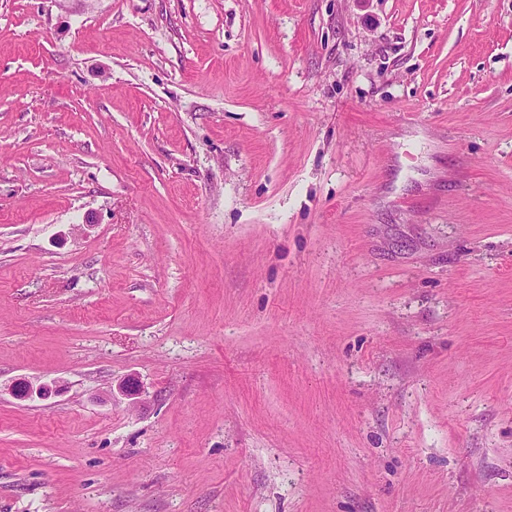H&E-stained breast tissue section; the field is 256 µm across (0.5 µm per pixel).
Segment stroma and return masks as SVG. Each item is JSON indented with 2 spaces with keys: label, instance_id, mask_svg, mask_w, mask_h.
<instances>
[{
  "label": "stroma",
  "instance_id": "stroma-1",
  "mask_svg": "<svg viewBox=\"0 0 512 512\" xmlns=\"http://www.w3.org/2000/svg\"><path fill=\"white\" fill-rule=\"evenodd\" d=\"M0 512H512V0H0Z\"/></svg>",
  "mask_w": 512,
  "mask_h": 512
}]
</instances>
